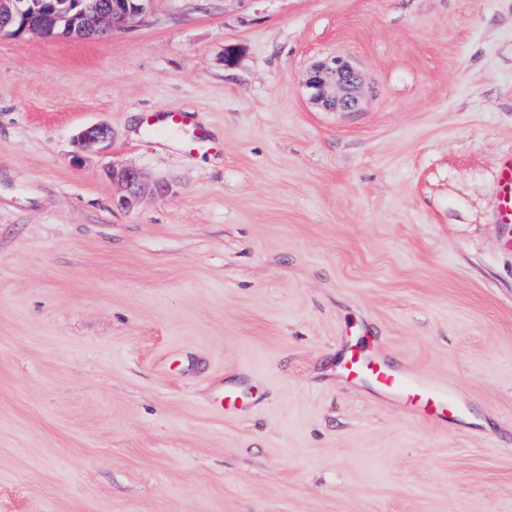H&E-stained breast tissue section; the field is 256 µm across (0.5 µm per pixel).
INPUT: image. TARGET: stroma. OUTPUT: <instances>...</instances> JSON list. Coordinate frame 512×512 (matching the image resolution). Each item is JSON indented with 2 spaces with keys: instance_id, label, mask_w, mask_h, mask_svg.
Returning a JSON list of instances; mask_svg holds the SVG:
<instances>
[{
  "instance_id": "1",
  "label": "stroma",
  "mask_w": 512,
  "mask_h": 512,
  "mask_svg": "<svg viewBox=\"0 0 512 512\" xmlns=\"http://www.w3.org/2000/svg\"><path fill=\"white\" fill-rule=\"evenodd\" d=\"M330 56L359 111L311 101ZM172 109L223 151L145 128ZM511 151L512 0H152L0 36V512H512ZM116 166L153 193L119 206ZM362 342L463 421L347 385ZM226 377L251 412L212 407ZM112 8H102L96 4L86 6L80 10L75 16L69 17L66 13L60 12L58 20L63 22L64 31L58 36L76 35V36H91L96 35L103 30L106 32L112 31L116 23H131L141 16L145 15L150 7L151 0H127V6L133 7L124 9L120 7L114 0H99ZM110 135L109 128L104 124H96L82 131L76 140L80 151L88 150L108 139ZM498 206L495 223L503 228L511 226L507 245L512 247V152L500 157L497 165Z\"/></svg>"
}]
</instances>
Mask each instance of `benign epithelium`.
<instances>
[{"label": "benign epithelium", "mask_w": 512, "mask_h": 512, "mask_svg": "<svg viewBox=\"0 0 512 512\" xmlns=\"http://www.w3.org/2000/svg\"><path fill=\"white\" fill-rule=\"evenodd\" d=\"M151 0H140L131 9H124L117 3L110 8L96 4L80 10L69 17L59 13L58 17L45 14L43 0H0V35H15L13 24L16 19L25 21L21 32H36L42 36L53 35L55 21L63 22L61 35L91 36L102 31L109 32L115 24L131 23L145 15ZM360 76L353 64L340 56L330 57L316 64L310 72L306 85L311 98L330 111L356 112L360 107ZM109 128L96 124L82 131L76 140L79 150H88L108 139ZM112 178L119 183L126 195L121 202L130 205L146 191V184L140 173L132 168H112Z\"/></svg>", "instance_id": "7a95c632"}]
</instances>
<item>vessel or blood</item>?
Segmentation results:
<instances>
[{
    "label": "vessel or blood",
    "instance_id": "b4317fda",
    "mask_svg": "<svg viewBox=\"0 0 512 512\" xmlns=\"http://www.w3.org/2000/svg\"><path fill=\"white\" fill-rule=\"evenodd\" d=\"M167 123L182 132L183 144L193 151L200 146L221 150V143L212 141L200 128L190 113H166ZM498 206L495 222L501 227H512V152L500 157L497 165ZM342 379L352 385L373 388L388 401L400 407H411L418 412L439 420H455L460 407L447 387L424 378L417 370L392 361L380 348L362 346L342 357Z\"/></svg>",
    "mask_w": 512,
    "mask_h": 512
}]
</instances>
